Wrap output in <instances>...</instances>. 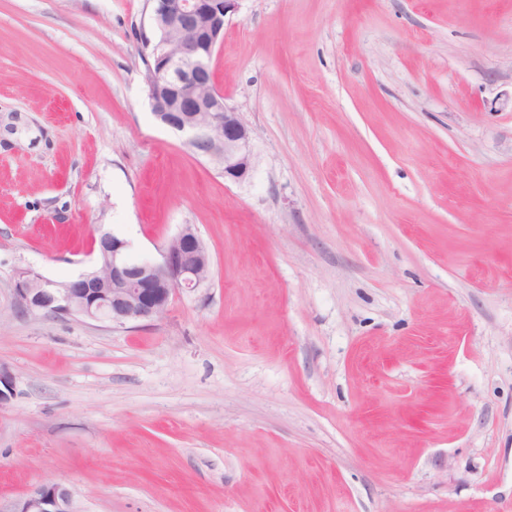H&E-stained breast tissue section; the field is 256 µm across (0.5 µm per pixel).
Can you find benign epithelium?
<instances>
[{
    "mask_svg": "<svg viewBox=\"0 0 512 512\" xmlns=\"http://www.w3.org/2000/svg\"><path fill=\"white\" fill-rule=\"evenodd\" d=\"M145 84L155 118L195 155L220 166L224 180L243 183L254 169L250 130L224 101L211 62L224 44V24L240 0H151ZM129 243L104 233L87 256L92 271L59 282L34 271L14 281L27 312L75 316L111 324L161 318L181 288L209 281L211 259L190 224L168 239L159 258L134 261ZM12 512H83L74 493L57 483L31 489Z\"/></svg>",
    "mask_w": 512,
    "mask_h": 512,
    "instance_id": "benign-epithelium-1",
    "label": "benign epithelium"
}]
</instances>
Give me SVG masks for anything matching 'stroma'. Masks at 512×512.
I'll return each instance as SVG.
<instances>
[{
	"label": "stroma",
	"mask_w": 512,
	"mask_h": 512,
	"mask_svg": "<svg viewBox=\"0 0 512 512\" xmlns=\"http://www.w3.org/2000/svg\"><path fill=\"white\" fill-rule=\"evenodd\" d=\"M151 7L0 0V512H512V0H240L241 184L155 120ZM185 224L164 318L21 311ZM11 512H83L74 493L57 483H44L31 489Z\"/></svg>",
	"instance_id": "35a3bbf8"
}]
</instances>
